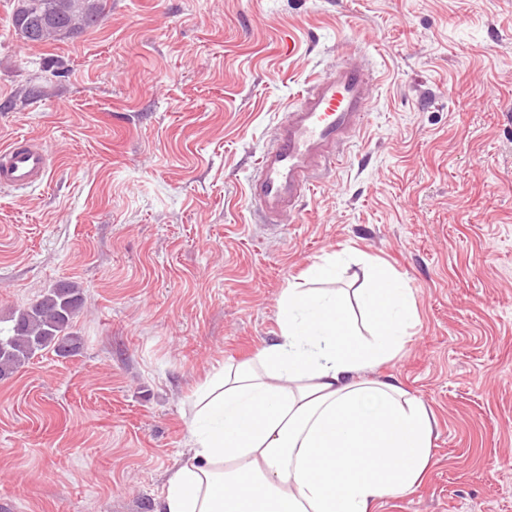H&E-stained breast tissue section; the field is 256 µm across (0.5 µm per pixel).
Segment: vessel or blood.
<instances>
[{
	"label": "vessel or blood",
	"mask_w": 512,
	"mask_h": 512,
	"mask_svg": "<svg viewBox=\"0 0 512 512\" xmlns=\"http://www.w3.org/2000/svg\"><path fill=\"white\" fill-rule=\"evenodd\" d=\"M374 69L340 60L310 79L278 120L248 180L249 197L264 221L294 212L313 187L345 159L344 149L372 108ZM52 164L44 145L14 139L0 147V188L39 185Z\"/></svg>",
	"instance_id": "vessel-or-blood-1"
}]
</instances>
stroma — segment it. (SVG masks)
Listing matches in <instances>:
<instances>
[{
    "instance_id": "35a3bbf8",
    "label": "stroma",
    "mask_w": 512,
    "mask_h": 512,
    "mask_svg": "<svg viewBox=\"0 0 512 512\" xmlns=\"http://www.w3.org/2000/svg\"><path fill=\"white\" fill-rule=\"evenodd\" d=\"M31 44L0 0V145L40 140L0 188V327L62 281L76 354L0 380V512H155L188 399L273 340L281 290L340 254L380 261L418 323L375 369L435 416L420 482L378 512H512V0H105ZM375 68L347 163L270 226L247 179L289 103L341 55ZM52 164L44 145L15 138L0 148V188L24 189L41 184Z\"/></svg>"
}]
</instances>
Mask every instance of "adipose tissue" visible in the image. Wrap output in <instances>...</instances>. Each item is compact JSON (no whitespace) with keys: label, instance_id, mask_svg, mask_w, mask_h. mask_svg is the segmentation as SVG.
<instances>
[{"label":"adipose tissue","instance_id":"ef3b65f1","mask_svg":"<svg viewBox=\"0 0 512 512\" xmlns=\"http://www.w3.org/2000/svg\"><path fill=\"white\" fill-rule=\"evenodd\" d=\"M336 256L279 298L278 333L249 360L219 365L194 391L189 453L156 512H376L431 461L434 417L393 378L416 321L404 282L373 268L356 290L362 335L331 288Z\"/></svg>","mask_w":512,"mask_h":512}]
</instances>
